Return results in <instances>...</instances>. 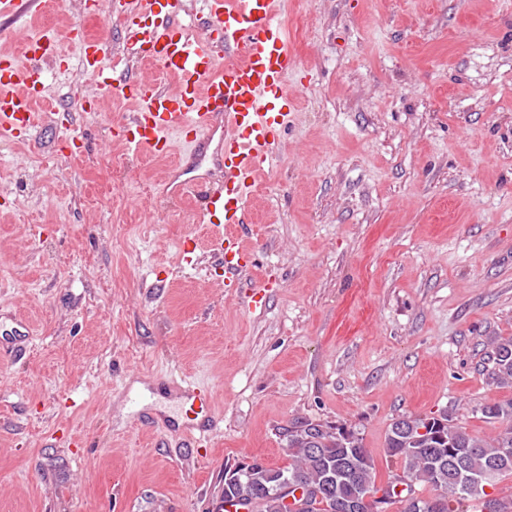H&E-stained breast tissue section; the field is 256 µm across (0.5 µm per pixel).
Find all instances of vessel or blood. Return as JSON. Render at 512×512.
Segmentation results:
<instances>
[{
	"label": "vessel or blood",
	"mask_w": 512,
	"mask_h": 512,
	"mask_svg": "<svg viewBox=\"0 0 512 512\" xmlns=\"http://www.w3.org/2000/svg\"><path fill=\"white\" fill-rule=\"evenodd\" d=\"M204 33L186 30V0H129L123 39L136 59H147L173 76L172 88L124 79L104 68L101 41H85L72 27L70 42L81 47V65L97 83L100 96L121 92L135 111L122 126L127 143L153 153L171 151V134L184 137V149L165 182L171 195L189 192L204 200L203 222L240 224L245 220L256 174L280 160L281 132L288 124L282 102L286 78L297 59L288 48L276 0H204ZM60 43L33 38L24 60L0 64V136L41 128L45 113L33 104L43 93L39 60L64 57ZM226 274L243 279L248 253L236 237L224 239ZM191 400L188 409L199 440L218 426L210 393L190 379L175 382Z\"/></svg>",
	"instance_id": "b4317fda"
}]
</instances>
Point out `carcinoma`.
<instances>
[{
  "label": "carcinoma",
  "mask_w": 512,
  "mask_h": 512,
  "mask_svg": "<svg viewBox=\"0 0 512 512\" xmlns=\"http://www.w3.org/2000/svg\"><path fill=\"white\" fill-rule=\"evenodd\" d=\"M493 375L512 385V339L498 343ZM483 416L505 427L495 437L483 439L452 423L446 413L415 418L402 416L388 430L389 456L404 459L405 466L381 489L375 486V461L360 433L320 422H296L286 429L288 464L270 467L254 462L243 472L226 471L224 495L242 497L251 512H282L278 486L288 480L303 489L309 503L305 512H376L373 496L383 492L400 512H470L469 503H481L479 512H512V497L485 491L512 476V399L487 405ZM432 428H427V423ZM426 432H420L421 428ZM430 486L437 496L424 498L418 486Z\"/></svg>",
  "instance_id": "carcinoma-1"
}]
</instances>
